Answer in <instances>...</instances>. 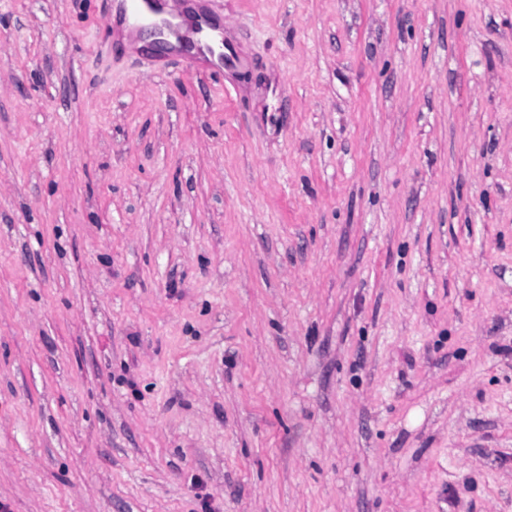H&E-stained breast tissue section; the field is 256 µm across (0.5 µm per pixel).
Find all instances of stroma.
I'll list each match as a JSON object with an SVG mask.
<instances>
[{
	"mask_svg": "<svg viewBox=\"0 0 512 512\" xmlns=\"http://www.w3.org/2000/svg\"><path fill=\"white\" fill-rule=\"evenodd\" d=\"M0 0L8 512H512V0Z\"/></svg>",
	"mask_w": 512,
	"mask_h": 512,
	"instance_id": "stroma-1",
	"label": "stroma"
}]
</instances>
